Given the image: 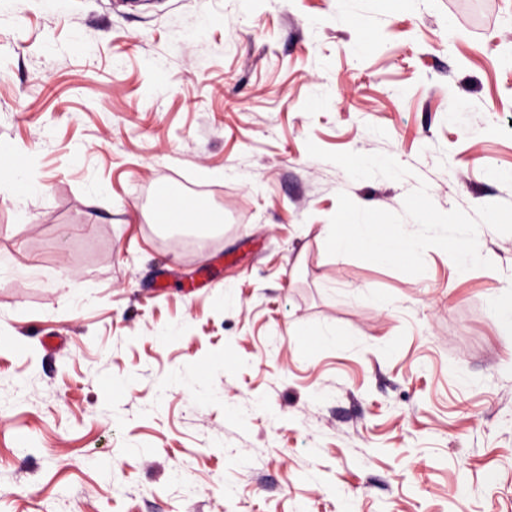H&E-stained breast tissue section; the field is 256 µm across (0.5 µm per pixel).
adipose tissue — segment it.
I'll return each instance as SVG.
<instances>
[{
  "mask_svg": "<svg viewBox=\"0 0 512 512\" xmlns=\"http://www.w3.org/2000/svg\"><path fill=\"white\" fill-rule=\"evenodd\" d=\"M326 245L332 252L341 253L351 247H358L368 253L374 260H390L398 251L417 253L419 243L413 238L383 237L377 235L369 224H332L324 227Z\"/></svg>",
  "mask_w": 512,
  "mask_h": 512,
  "instance_id": "obj_1",
  "label": "adipose tissue"
}]
</instances>
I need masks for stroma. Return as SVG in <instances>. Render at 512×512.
<instances>
[{"mask_svg":"<svg viewBox=\"0 0 512 512\" xmlns=\"http://www.w3.org/2000/svg\"><path fill=\"white\" fill-rule=\"evenodd\" d=\"M0 159V512H512V0H0ZM154 206L157 221L160 224H173L183 218L180 207L182 196L166 183H157L153 188ZM324 234L326 245L333 253H341L356 246L379 262L390 260L400 250L409 254L419 250L416 239L377 235L372 224H327L324 226Z\"/></svg>","mask_w":512,"mask_h":512,"instance_id":"1","label":"stroma"}]
</instances>
